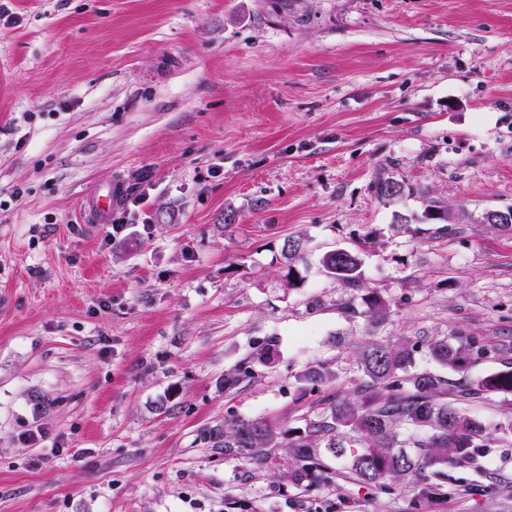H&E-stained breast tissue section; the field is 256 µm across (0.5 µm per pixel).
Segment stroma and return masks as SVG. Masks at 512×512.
<instances>
[{
	"label": "stroma",
	"mask_w": 512,
	"mask_h": 512,
	"mask_svg": "<svg viewBox=\"0 0 512 512\" xmlns=\"http://www.w3.org/2000/svg\"><path fill=\"white\" fill-rule=\"evenodd\" d=\"M0 1V512H512V393L477 467L377 487L219 437L322 415L373 341L512 356V0ZM118 193L119 189L115 185L110 184L86 197L84 209L95 223L102 224L112 214V207ZM321 263L328 274L348 285L359 282L362 262L356 252L346 249L328 251L322 256Z\"/></svg>",
	"instance_id": "35a3bbf8"
}]
</instances>
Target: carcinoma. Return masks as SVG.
Segmentation results:
<instances>
[{
  "label": "carcinoma",
  "mask_w": 512,
  "mask_h": 512,
  "mask_svg": "<svg viewBox=\"0 0 512 512\" xmlns=\"http://www.w3.org/2000/svg\"><path fill=\"white\" fill-rule=\"evenodd\" d=\"M321 263L345 283L359 282V254L335 249L326 252ZM417 347L407 339L365 346L357 354L363 371L354 389L357 399L328 400L322 417L307 421L303 428L284 430L263 418L238 419L224 428V450L261 463L265 449L284 444L306 462L297 479L315 480L320 475L312 473L313 452L323 448L345 459L349 473L369 486L427 472L440 476L441 467L450 463H479L488 448V434L464 405L491 394L512 393V362L465 386L432 372L409 373ZM427 348L440 366L462 375L487 354L476 340L458 337L430 340ZM408 446L413 451H407Z\"/></svg>",
  "instance_id": "1"
}]
</instances>
